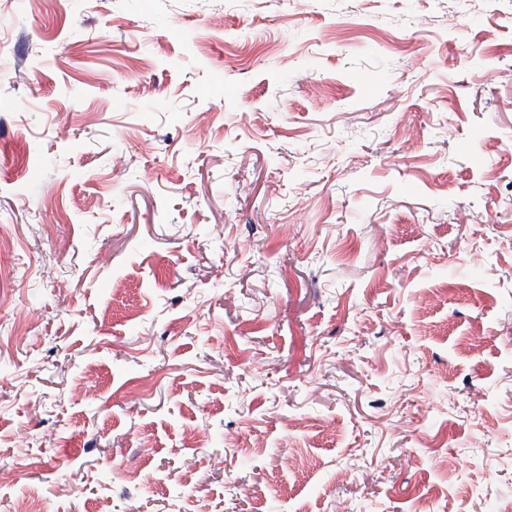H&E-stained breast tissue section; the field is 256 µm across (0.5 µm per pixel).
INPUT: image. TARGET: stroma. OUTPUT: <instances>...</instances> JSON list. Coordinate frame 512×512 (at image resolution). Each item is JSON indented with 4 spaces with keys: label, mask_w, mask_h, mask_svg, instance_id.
<instances>
[{
    "label": "stroma",
    "mask_w": 512,
    "mask_h": 512,
    "mask_svg": "<svg viewBox=\"0 0 512 512\" xmlns=\"http://www.w3.org/2000/svg\"><path fill=\"white\" fill-rule=\"evenodd\" d=\"M306 2L0 0V512H512V0Z\"/></svg>",
    "instance_id": "obj_1"
}]
</instances>
